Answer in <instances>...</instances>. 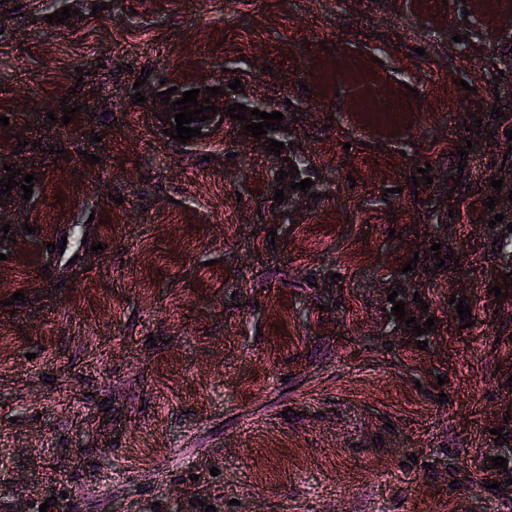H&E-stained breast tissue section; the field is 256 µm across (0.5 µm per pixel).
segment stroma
Listing matches in <instances>:
<instances>
[{"instance_id": "stroma-1", "label": "stroma", "mask_w": 512, "mask_h": 512, "mask_svg": "<svg viewBox=\"0 0 512 512\" xmlns=\"http://www.w3.org/2000/svg\"><path fill=\"white\" fill-rule=\"evenodd\" d=\"M100 2L0 0V179L37 176L0 200L26 241L0 239V512H512V0ZM236 79L288 113L311 194L274 205L282 160L234 123L165 135L161 87Z\"/></svg>"}]
</instances>
